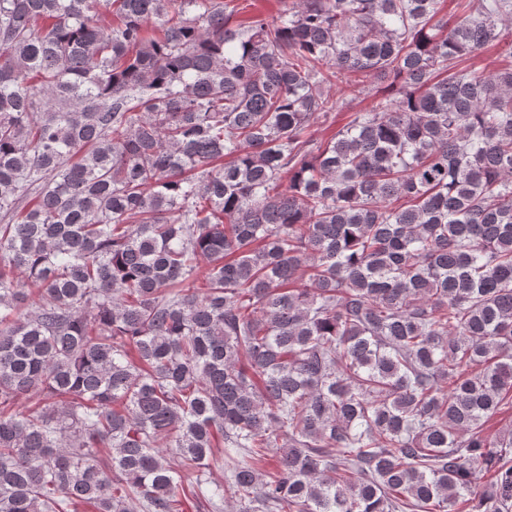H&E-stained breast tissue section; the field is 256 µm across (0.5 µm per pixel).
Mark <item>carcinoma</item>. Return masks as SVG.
I'll return each mask as SVG.
<instances>
[{"label": "carcinoma", "instance_id": "cac0c4a2", "mask_svg": "<svg viewBox=\"0 0 512 512\" xmlns=\"http://www.w3.org/2000/svg\"><path fill=\"white\" fill-rule=\"evenodd\" d=\"M477 2L0 0V512H512V64L455 70L512 0ZM242 6H245L243 18L250 17L252 15H263L268 19L275 18L278 15L280 9L281 0H240ZM336 97L343 99L344 103L337 112H333L332 118L326 122L315 123L311 128L313 138L320 142L328 139L341 129L348 121L352 112H356L364 108L368 101L360 103V99L350 101L353 97L349 88L342 89L336 86Z\"/></svg>", "mask_w": 512, "mask_h": 512}]
</instances>
